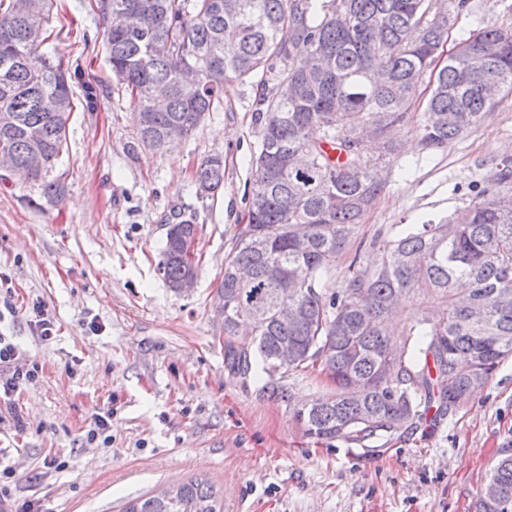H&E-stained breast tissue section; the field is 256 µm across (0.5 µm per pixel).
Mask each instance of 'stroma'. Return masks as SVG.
I'll return each mask as SVG.
<instances>
[{"label": "stroma", "mask_w": 512, "mask_h": 512, "mask_svg": "<svg viewBox=\"0 0 512 512\" xmlns=\"http://www.w3.org/2000/svg\"><path fill=\"white\" fill-rule=\"evenodd\" d=\"M45 52L76 97L68 148L53 175L62 197L0 170V337L36 377L0 398V502L11 512H122L166 482L209 479L224 512H479L512 450V357L481 392L436 425L361 446L306 435L262 378L224 364L217 289L260 149L255 121L269 78L226 82L222 107L185 140L139 146L135 103L112 80L98 0H56ZM224 158V187L195 197L194 173ZM512 155V95L473 133L430 151L400 136L386 188L359 239L437 221L467 206ZM197 217L198 276L170 290L157 270L173 213ZM53 335L42 340L38 319ZM108 427L89 438L95 418Z\"/></svg>", "instance_id": "obj_1"}]
</instances>
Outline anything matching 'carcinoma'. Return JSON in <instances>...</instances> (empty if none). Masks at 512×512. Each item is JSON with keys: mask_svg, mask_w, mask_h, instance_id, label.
<instances>
[{"mask_svg": "<svg viewBox=\"0 0 512 512\" xmlns=\"http://www.w3.org/2000/svg\"><path fill=\"white\" fill-rule=\"evenodd\" d=\"M468 0H98L112 79L136 103L138 142L163 150L189 137L224 103V83L275 58L271 94L260 100V155L240 229L217 289L224 311V362L267 380L262 392L289 402L280 376L319 366L334 384L294 411L306 435L362 443L447 415L477 394L512 356V156L472 203L435 223L393 224L336 280V267L363 216L382 195L381 171L415 120L429 78L422 145L448 144L478 127L512 93V36L478 25L464 53L437 61ZM0 155L61 194L51 177L67 143L74 91L63 63L45 57L53 0H0ZM300 81L287 98L279 86ZM377 144L370 154L359 134ZM303 146L308 159L278 157ZM196 194L224 186V159L209 156ZM195 218L172 216L158 271L172 289L197 264L182 254ZM288 289L297 317H277ZM428 298L399 333L389 328L399 300ZM288 345V365L277 361ZM490 482L498 512H512V453ZM123 512H224L207 480L174 485L169 498L145 495Z\"/></svg>", "mask_w": 512, "mask_h": 512, "instance_id": "1", "label": "carcinoma"}]
</instances>
